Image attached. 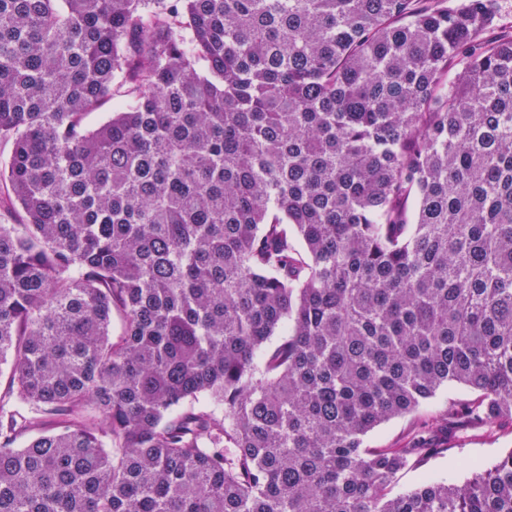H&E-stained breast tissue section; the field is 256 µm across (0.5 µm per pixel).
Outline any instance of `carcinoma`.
Returning a JSON list of instances; mask_svg holds the SVG:
<instances>
[{
  "label": "carcinoma",
  "instance_id": "1",
  "mask_svg": "<svg viewBox=\"0 0 512 512\" xmlns=\"http://www.w3.org/2000/svg\"><path fill=\"white\" fill-rule=\"evenodd\" d=\"M495 8L0 0V512H512L364 443L512 425ZM467 397L463 390L442 389L418 411L391 419L373 429L366 436L365 445L368 448H400L436 418L446 415L448 401H458Z\"/></svg>",
  "mask_w": 512,
  "mask_h": 512
}]
</instances>
